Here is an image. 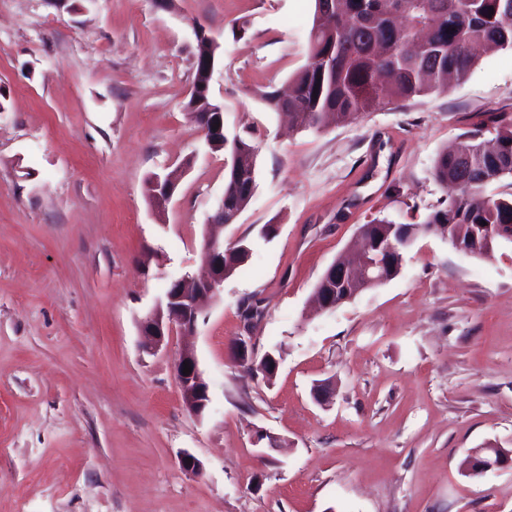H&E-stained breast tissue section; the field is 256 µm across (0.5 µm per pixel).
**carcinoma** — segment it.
I'll return each instance as SVG.
<instances>
[{"label":"carcinoma","instance_id":"carcinoma-1","mask_svg":"<svg viewBox=\"0 0 512 512\" xmlns=\"http://www.w3.org/2000/svg\"><path fill=\"white\" fill-rule=\"evenodd\" d=\"M325 2L315 0L308 60L288 84V118L299 130L354 123L380 105L444 93L449 80L462 81L473 71L478 52L512 49V0H332L334 11ZM416 30L425 32L423 41L412 39ZM327 53L332 66L325 71L320 59ZM485 130L495 133L491 150L479 141ZM212 150L228 154V220L253 195L256 148L235 137L215 143ZM432 175L452 189L447 204L431 211L422 224L397 226L375 218L366 224L372 236L401 261L431 225L447 224L450 235L467 247L493 254L503 240L501 232H512V197L490 195L486 187L512 177V117L487 112L479 128L463 133L453 150L438 154ZM249 258L250 248L242 240L224 246V277ZM371 287L357 274L336 285L341 297Z\"/></svg>","mask_w":512,"mask_h":512}]
</instances>
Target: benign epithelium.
Wrapping results in <instances>:
<instances>
[{
	"label": "benign epithelium",
	"mask_w": 512,
	"mask_h": 512,
	"mask_svg": "<svg viewBox=\"0 0 512 512\" xmlns=\"http://www.w3.org/2000/svg\"><path fill=\"white\" fill-rule=\"evenodd\" d=\"M207 114L214 119L202 126L206 143L215 137L224 136V104L217 101L208 107ZM218 128H213V125ZM178 181L168 175L165 178L154 177L150 184V193L157 201L165 204L175 193ZM360 244L354 253L331 264L323 274V287L314 291V297L323 310H334L350 298L336 299V289L329 283L343 282L347 270L359 269L362 275L371 280L384 277L390 265L391 257L386 253L371 250V239L367 231L359 232ZM224 242L209 235L204 238L201 259L208 269V276L196 279L185 275L174 281L168 288L165 299L146 317L141 324V335L148 349H156L163 345L173 333L190 335L196 331L203 312V302L215 298L224 284ZM189 363L191 373L183 374V363ZM177 375L182 389L184 403L189 412L200 416L207 402L202 396L207 394L206 383L193 351L183 350L179 354ZM471 455L476 458L472 463L469 475L478 477L484 472L512 462V454L503 451L501 446L493 444L489 447L475 448Z\"/></svg>",
	"instance_id": "7a95c632"
}]
</instances>
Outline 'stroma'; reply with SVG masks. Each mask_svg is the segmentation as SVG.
<instances>
[{"label": "stroma", "instance_id": "stroma-1", "mask_svg": "<svg viewBox=\"0 0 512 512\" xmlns=\"http://www.w3.org/2000/svg\"><path fill=\"white\" fill-rule=\"evenodd\" d=\"M314 6L0 0V512H512V467L463 466L486 442L512 448V243L475 259L422 237L393 280L310 308L360 225L419 224L444 202L435 158L486 110L512 113V50L447 93L292 130L262 96L305 64ZM200 26L221 45L224 131L257 149L252 199L223 230L251 257L195 335L149 352L140 324L201 274L224 196V154L185 109ZM186 158L157 211L148 179ZM239 337L276 356L273 378L238 360ZM186 346L200 416L177 379ZM184 361H187L191 367V373H189L188 376L183 374ZM177 375L186 408L189 412L197 416L202 415L204 407L207 405L208 401L206 402L201 397L205 395L208 399L207 385L204 381L203 374L199 368L197 358L193 351L187 349L181 351L177 363Z\"/></svg>", "mask_w": 512, "mask_h": 512}]
</instances>
